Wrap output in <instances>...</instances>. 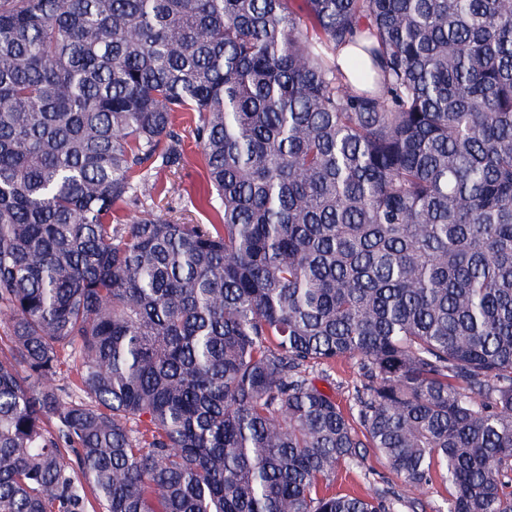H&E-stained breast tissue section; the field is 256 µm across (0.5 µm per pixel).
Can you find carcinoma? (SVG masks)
<instances>
[{
    "mask_svg": "<svg viewBox=\"0 0 512 512\" xmlns=\"http://www.w3.org/2000/svg\"><path fill=\"white\" fill-rule=\"evenodd\" d=\"M0 323V512H512V0H0ZM180 122L186 161L175 175L162 173L158 176L157 188L152 193L153 206L158 213L171 215L175 219L182 218V221L187 222L192 220L194 224H209L215 218L210 208L200 201L206 187V174L193 139V114L182 115ZM168 182L178 186L179 194L171 195L164 191ZM147 202L152 204L150 199ZM169 210L172 212L169 213ZM309 372L310 378L315 379L319 387L330 392L341 409L352 417L353 425L360 434L361 427L356 420L355 397L358 390L362 391L366 380L360 369L359 358H344L329 367L309 369ZM355 464L342 466L336 473V492L355 493L368 499L400 498L405 506L401 512H443L446 493L439 483L422 490L406 487L386 466L382 457L373 448L359 449ZM442 509L443 511H438Z\"/></svg>",
    "mask_w": 512,
    "mask_h": 512,
    "instance_id": "cac0c4a2",
    "label": "carcinoma"
}]
</instances>
